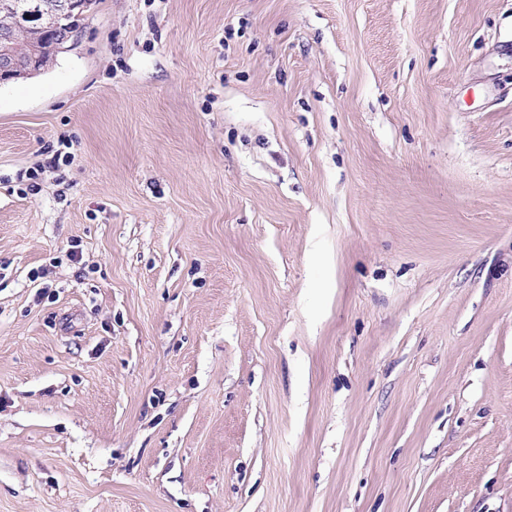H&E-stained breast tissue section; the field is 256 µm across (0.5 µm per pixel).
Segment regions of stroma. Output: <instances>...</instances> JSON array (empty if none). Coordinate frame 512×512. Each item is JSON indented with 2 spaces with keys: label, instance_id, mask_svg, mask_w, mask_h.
Wrapping results in <instances>:
<instances>
[{
  "label": "stroma",
  "instance_id": "obj_1",
  "mask_svg": "<svg viewBox=\"0 0 512 512\" xmlns=\"http://www.w3.org/2000/svg\"><path fill=\"white\" fill-rule=\"evenodd\" d=\"M0 512H512V0H96L1 85Z\"/></svg>",
  "mask_w": 512,
  "mask_h": 512
}]
</instances>
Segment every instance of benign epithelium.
Masks as SVG:
<instances>
[{
    "instance_id": "7a95c632",
    "label": "benign epithelium",
    "mask_w": 512,
    "mask_h": 512,
    "mask_svg": "<svg viewBox=\"0 0 512 512\" xmlns=\"http://www.w3.org/2000/svg\"><path fill=\"white\" fill-rule=\"evenodd\" d=\"M89 6V0H0V84L40 74L49 60L70 48L77 38L74 32L58 38L47 33L19 49L14 43L15 29L38 31L58 26L73 15H85Z\"/></svg>"
}]
</instances>
